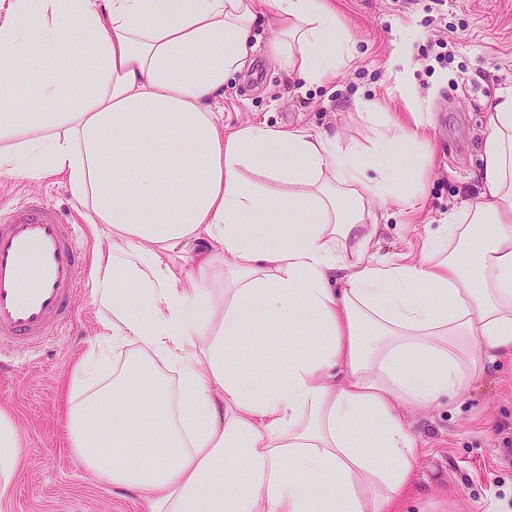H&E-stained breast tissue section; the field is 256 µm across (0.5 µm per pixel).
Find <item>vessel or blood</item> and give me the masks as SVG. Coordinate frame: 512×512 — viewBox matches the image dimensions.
<instances>
[{
	"label": "vessel or blood",
	"instance_id": "b4317fda",
	"mask_svg": "<svg viewBox=\"0 0 512 512\" xmlns=\"http://www.w3.org/2000/svg\"><path fill=\"white\" fill-rule=\"evenodd\" d=\"M86 266L78 225L54 205L0 214V340L37 348L71 325Z\"/></svg>",
	"mask_w": 512,
	"mask_h": 512
}]
</instances>
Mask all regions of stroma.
Masks as SVG:
<instances>
[{"label":"stroma","mask_w":512,"mask_h":512,"mask_svg":"<svg viewBox=\"0 0 512 512\" xmlns=\"http://www.w3.org/2000/svg\"><path fill=\"white\" fill-rule=\"evenodd\" d=\"M356 53L336 80L308 85L280 68L279 27L265 12L250 70L229 77L221 102L226 126H308L340 145L366 142L365 103L385 112H422L433 160L403 156L401 180L419 191L414 207L376 209L372 251L416 258L424 225L439 226L478 193L474 174L487 134L483 102L512 88V0H330ZM410 34L414 103L401 98L388 62ZM50 201L68 218L77 205L62 182L0 176V207ZM96 309L82 291L73 323L39 348L0 342V412L20 433L23 465L12 512H147L125 490L94 480L68 448L63 388L90 349ZM421 454L400 512H512V357L486 364L459 397L408 409Z\"/></svg>","instance_id":"35a3bbf8"}]
</instances>
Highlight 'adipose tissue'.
<instances>
[{
  "label": "adipose tissue",
  "instance_id": "1",
  "mask_svg": "<svg viewBox=\"0 0 512 512\" xmlns=\"http://www.w3.org/2000/svg\"><path fill=\"white\" fill-rule=\"evenodd\" d=\"M266 7L288 75L321 84L353 58L324 0H0V175L62 179L101 242L69 448L149 512H396L420 450L405 407L459 395L484 361L512 356V90L484 103L478 197L425 230L416 261L377 259L365 215L413 205L396 160L427 151L422 115L401 129L367 112L368 142L345 147L305 127L225 130L216 105L250 68ZM51 57L71 60L66 77L44 71ZM22 63L41 103L20 113ZM257 310L267 335L321 338L262 391L238 352L248 334L266 360ZM21 457L0 413V512Z\"/></svg>",
  "mask_w": 512,
  "mask_h": 512
}]
</instances>
